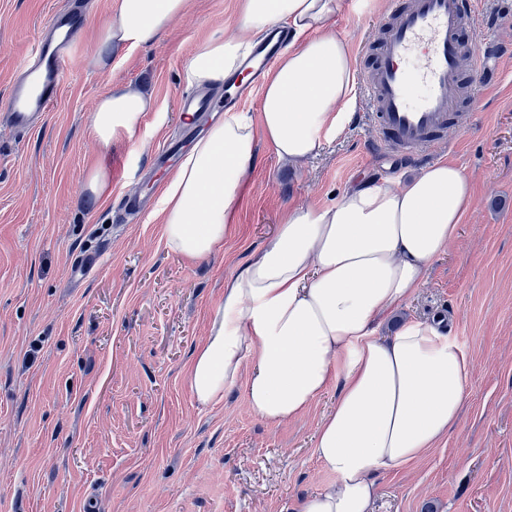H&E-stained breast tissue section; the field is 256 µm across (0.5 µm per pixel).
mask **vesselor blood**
I'll use <instances>...</instances> for the list:
<instances>
[{
  "instance_id": "vessel-or-blood-1",
  "label": "vessel or blood",
  "mask_w": 512,
  "mask_h": 512,
  "mask_svg": "<svg viewBox=\"0 0 512 512\" xmlns=\"http://www.w3.org/2000/svg\"><path fill=\"white\" fill-rule=\"evenodd\" d=\"M83 20L78 7L50 18L52 36L38 39L25 77L10 91L9 118L17 131L31 130L53 109L60 82L76 56L73 34ZM376 28V37L362 51L369 61L363 90L371 104L373 147L416 158L448 129L470 123L465 102L474 93L461 91L463 73L498 81L492 56L469 52L464 43L468 36L492 40L494 29L479 0H389ZM285 45V37L273 35L256 44L239 70L224 80L225 108H236L262 84ZM211 102V93L199 90L183 95L179 110L199 117Z\"/></svg>"
}]
</instances>
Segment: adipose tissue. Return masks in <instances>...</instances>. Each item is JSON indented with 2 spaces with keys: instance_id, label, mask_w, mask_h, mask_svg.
Instances as JSON below:
<instances>
[{
  "instance_id": "obj_1",
  "label": "adipose tissue",
  "mask_w": 512,
  "mask_h": 512,
  "mask_svg": "<svg viewBox=\"0 0 512 512\" xmlns=\"http://www.w3.org/2000/svg\"><path fill=\"white\" fill-rule=\"evenodd\" d=\"M187 3L120 0L93 65L108 68V46L151 43ZM340 8L341 0H241L235 35L195 45L188 82L216 85L238 70L253 36L284 25L293 40L262 87L258 122L230 113L215 120L167 179L155 214L172 251L197 259L223 243L257 139L297 167L349 123L356 60L331 24ZM154 109L138 88L111 90L89 132L111 147ZM471 204L468 177L447 162L405 180L374 176L332 205L287 211L273 240L225 285L188 372L197 402L221 400L243 378L251 410L278 425L336 391L315 437L334 480L299 512H375L377 475L424 456L457 423L468 348L436 322L408 320L389 336L379 326L422 287Z\"/></svg>"
}]
</instances>
